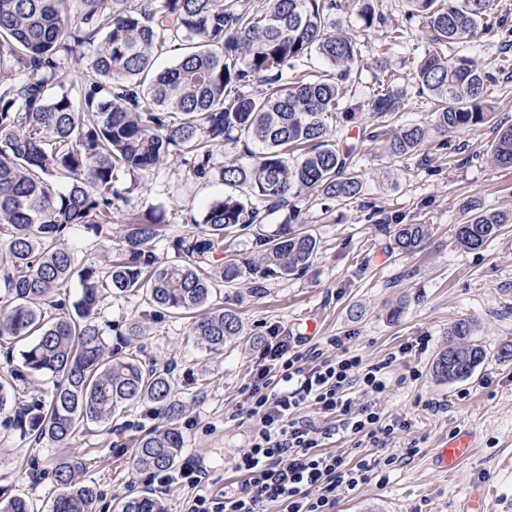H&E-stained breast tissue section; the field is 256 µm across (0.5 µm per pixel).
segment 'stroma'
<instances>
[{
  "label": "stroma",
  "mask_w": 512,
  "mask_h": 512,
  "mask_svg": "<svg viewBox=\"0 0 512 512\" xmlns=\"http://www.w3.org/2000/svg\"><path fill=\"white\" fill-rule=\"evenodd\" d=\"M372 5L379 21L366 31L359 28L357 0H348L341 15L347 30L358 31L362 52L343 82L344 101L368 105L383 59L405 102L392 126L431 124L432 108L415 78L428 45L425 25L412 16L408 0H372ZM397 24L408 30L407 44L394 46L387 38ZM446 52L474 58L495 75L485 93L491 122L470 132L433 134L423 156L394 159L384 139L363 141L362 189L355 199L328 205L315 193L297 198L321 241L307 271L268 282L257 293L245 285L213 291L211 307L239 313L245 328L241 341L207 351L190 336L189 317L156 313L139 296L105 294L99 323L123 326L139 320L145 328L138 342L142 357L174 375L183 406L177 425L185 438L179 460L203 462L207 476L200 493L240 479L233 459L248 448L252 427L234 414L272 332L315 342L345 336L351 351L367 363L380 362L425 334L432 338L428 351L388 368L391 386L378 403L384 415L411 422L385 448L402 462L384 469L382 480L341 498L336 512H457L479 483L490 491L491 512H512V361L497 358L502 346L512 344V227L477 251H462L455 240L466 201L512 215V167L495 164L490 154L498 126L512 124V36L455 43ZM117 188L124 196L112 210L111 236H96L80 225L69 231L79 267L105 270L124 224L152 206L161 207L168 221L154 251L161 260H173L171 240L195 234L203 208L231 193L219 177L194 179L176 153L149 170L119 175ZM418 222L429 228L423 249L408 254L385 249L379 224ZM463 318L475 321V339L488 358L465 380H437L433 363L448 344L449 327ZM413 369L419 379L407 380ZM162 423L152 404L139 403L111 426H89L63 444L36 443L0 427V505L23 497L34 512H49L60 491L55 466L72 457L83 464L79 480L97 490L93 512H115L130 491L152 489L151 475L133 466V446ZM464 428L476 435L471 457L453 471H441L434 464L439 442ZM412 444L418 453L409 458L405 450Z\"/></svg>",
  "instance_id": "1"
}]
</instances>
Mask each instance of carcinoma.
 <instances>
[{
	"label": "carcinoma",
	"instance_id": "obj_1",
	"mask_svg": "<svg viewBox=\"0 0 512 512\" xmlns=\"http://www.w3.org/2000/svg\"><path fill=\"white\" fill-rule=\"evenodd\" d=\"M0 0V282L7 305L0 310V339H31L22 351L31 375L54 376L47 398L16 406L10 379L0 373V411H15L12 426L23 435L55 443L77 430L104 424L115 413L149 401L169 424L141 435L135 468L154 473L176 465L183 435L170 370L134 351L112 349L97 321L102 290L138 294L169 313L191 316L198 344L218 351L243 334L239 314L206 308L219 283L243 279L261 287L307 269L320 249L311 225L293 200L314 192L348 201L361 188L359 142L340 145L337 122L362 119L341 102L339 81L358 62V33L336 22L345 0ZM412 15L432 32L416 69L422 94L434 105L433 127L386 128L404 107L389 75L370 103L376 123L361 138L389 135L390 156L421 151L431 133H456L485 123L487 85L495 80L467 56L448 57L451 43H465L505 27L495 0H409ZM360 29L378 17L369 2L358 11ZM97 44L78 96L63 91L70 64ZM179 52L175 64L154 69L157 55ZM318 57L328 70L308 73ZM62 92L48 94V86ZM255 144L245 165L235 145ZM188 156L192 175L220 173L238 191L205 207L199 232L176 238V263L160 260L152 245L164 211L149 208L125 225L121 253L102 273L75 265L66 236L82 224L110 234L112 209L121 197L120 172L156 166L171 151ZM491 157L512 167V125L503 127ZM288 215L268 233L265 224L283 208ZM467 220L455 238L464 251L481 249L512 217L476 202L464 204ZM392 252L418 250L426 224L385 225ZM252 238L260 261L240 257L238 239ZM228 252L233 258L213 260ZM78 280L80 296L66 304L64 288ZM475 325L461 319L448 328V348L433 372L442 381L470 377L487 352L474 340ZM82 463L64 458L55 467L61 487L51 512H92L94 488L78 480ZM120 512H167L151 495L121 503Z\"/></svg>",
	"mask_w": 512,
	"mask_h": 512
}]
</instances>
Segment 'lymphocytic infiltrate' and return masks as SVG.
<instances>
[{"instance_id": "f902f5d3", "label": "lymphocytic infiltrate", "mask_w": 512, "mask_h": 512, "mask_svg": "<svg viewBox=\"0 0 512 512\" xmlns=\"http://www.w3.org/2000/svg\"><path fill=\"white\" fill-rule=\"evenodd\" d=\"M430 341L415 337L387 360L367 364L339 336L311 344L301 336L272 335L264 366L243 390L241 412L254 422L248 449L233 459L243 480L194 496L187 512H263L275 503L284 512H335L340 497L395 463L381 450L411 423L379 411L390 385L386 370L409 353L426 352ZM309 408L324 426L306 416ZM339 433L348 436L350 449L326 448Z\"/></svg>"}]
</instances>
